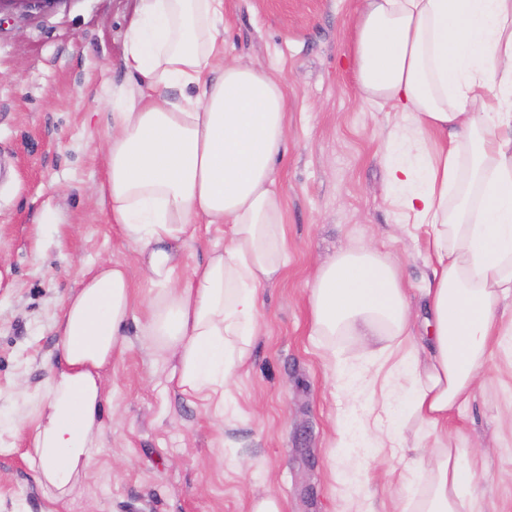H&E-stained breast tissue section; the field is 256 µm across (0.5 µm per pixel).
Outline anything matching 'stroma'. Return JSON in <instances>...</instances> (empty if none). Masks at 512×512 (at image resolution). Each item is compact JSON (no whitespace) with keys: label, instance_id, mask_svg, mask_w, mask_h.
I'll return each instance as SVG.
<instances>
[{"label":"stroma","instance_id":"stroma-1","mask_svg":"<svg viewBox=\"0 0 512 512\" xmlns=\"http://www.w3.org/2000/svg\"><path fill=\"white\" fill-rule=\"evenodd\" d=\"M135 5L0 0V512H51L25 456L31 412L60 353L61 308L81 272L105 260L129 277L126 345L106 371L101 451L60 512H249L266 491L285 512H417L414 459L434 439L408 414L399 446L351 455L339 428L364 398L334 382L327 360L366 368L375 347L350 332L310 333L318 267L362 244L397 268L415 331L426 333L428 229L409 224L387 187L400 114L358 95L360 0H224V56L285 79L290 139L276 166L287 263L260 291L258 330L221 417L178 389L175 359L146 336L153 291L139 250L96 192L112 93L131 80L122 57ZM47 212L55 222L44 223ZM223 248V225H199L180 276ZM447 429L474 454L480 512H512V338L489 355Z\"/></svg>","mask_w":512,"mask_h":512}]
</instances>
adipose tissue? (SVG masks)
I'll return each mask as SVG.
<instances>
[{"label":"adipose tissue","mask_w":512,"mask_h":512,"mask_svg":"<svg viewBox=\"0 0 512 512\" xmlns=\"http://www.w3.org/2000/svg\"><path fill=\"white\" fill-rule=\"evenodd\" d=\"M354 31L361 98L409 116L391 135L405 156L390 162L388 182L431 229L428 334L413 335L398 273L370 246L318 269L311 333L390 337L401 352L392 393L407 394L435 435L470 401L512 294V0H361ZM123 62L135 82L116 92L98 192L158 290L148 336L175 357L177 387L220 413L256 333L258 289L285 264L274 173L286 96L263 64L225 62L224 0H138ZM174 84L188 90L177 101L164 94ZM445 132L449 144L429 151L428 134ZM198 224L225 225L224 249L182 279L176 248ZM130 312L128 274L105 261L82 274L57 320L61 359L27 452L53 502L93 463L105 369ZM417 463L429 471L422 512H459L477 478L464 449L443 442Z\"/></svg>","instance_id":"ef3b65f1"}]
</instances>
